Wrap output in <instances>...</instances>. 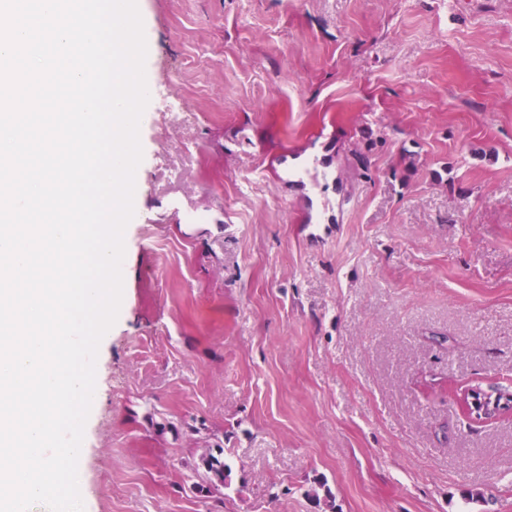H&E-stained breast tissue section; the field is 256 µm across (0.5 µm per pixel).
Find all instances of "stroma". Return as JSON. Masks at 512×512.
<instances>
[{
  "mask_svg": "<svg viewBox=\"0 0 512 512\" xmlns=\"http://www.w3.org/2000/svg\"><path fill=\"white\" fill-rule=\"evenodd\" d=\"M138 8L154 97L84 512H512V411L460 399L512 379V0ZM290 149L332 176L286 178ZM223 452V449L220 448H218L216 453L213 450H209L208 453L200 458L199 466L203 469L205 477L210 485L216 487L228 485V478L230 476V470L222 457Z\"/></svg>",
  "mask_w": 512,
  "mask_h": 512,
  "instance_id": "1",
  "label": "stroma"
}]
</instances>
